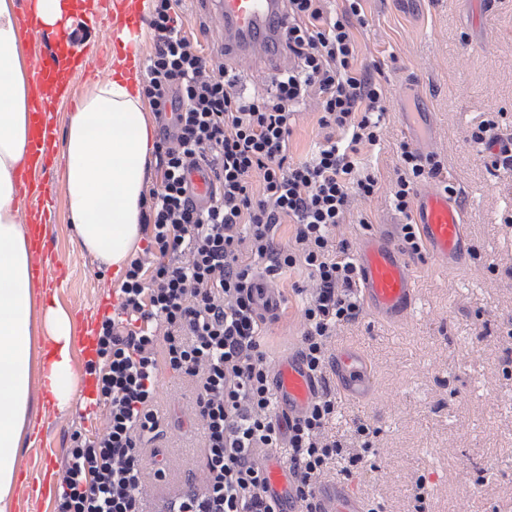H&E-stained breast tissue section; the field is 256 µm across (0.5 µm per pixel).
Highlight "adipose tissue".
Returning a JSON list of instances; mask_svg holds the SVG:
<instances>
[{"mask_svg": "<svg viewBox=\"0 0 512 512\" xmlns=\"http://www.w3.org/2000/svg\"><path fill=\"white\" fill-rule=\"evenodd\" d=\"M85 0H33L36 29L70 25ZM132 66L97 81L72 112L64 189L77 245L124 274L140 248L154 129ZM31 81L14 0H0V512H13L18 454L29 447L37 410L31 382L64 409L80 380L72 367L74 321L53 303L37 305L26 225L16 218V183L26 168Z\"/></svg>", "mask_w": 512, "mask_h": 512, "instance_id": "obj_1", "label": "adipose tissue"}]
</instances>
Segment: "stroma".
<instances>
[{"label":"stroma","instance_id":"1","mask_svg":"<svg viewBox=\"0 0 512 512\" xmlns=\"http://www.w3.org/2000/svg\"><path fill=\"white\" fill-rule=\"evenodd\" d=\"M127 0H94L91 15H74L86 26L79 52L88 62L72 71L71 96L53 114L57 131L85 91L118 66L105 23ZM369 23L359 34L362 66L384 72L388 112L377 146L363 155L381 190L365 205L374 226L396 227L404 218L389 199L401 142L408 134L403 117L424 113L438 152L454 183L464 214L468 254L445 270L415 260L419 306L397 324L370 314L337 329L333 346L355 345L370 360L377 391L367 403L347 398L326 428L329 437L359 447L355 422L373 431L371 467L349 479L354 492L378 512H512V173L491 175L472 127L499 115L512 131V0H365ZM204 0H190L187 34L206 53L219 55L224 41ZM64 160L55 156L46 182L57 203L45 238L48 251L63 263L50 291L77 322L78 335L95 334L103 316L118 307L112 272L80 251L66 209ZM299 296L290 294L286 318L267 325L270 360L295 353L300 334ZM95 356L74 349L80 395L69 407L48 409L38 439L18 457L28 483L17 486L13 512H53L54 500L37 493L38 483L56 484L73 431L103 428L106 410L87 408L95 397L88 365ZM196 397L186 377L162 374L157 410L163 435L157 445L168 469L146 496V512H161L166 499L185 481L201 454L200 427L178 426L177 418ZM424 484V502L416 486Z\"/></svg>","mask_w":512,"mask_h":512}]
</instances>
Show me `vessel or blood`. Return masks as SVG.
<instances>
[{
  "label": "vessel or blood",
  "mask_w": 512,
  "mask_h": 512,
  "mask_svg": "<svg viewBox=\"0 0 512 512\" xmlns=\"http://www.w3.org/2000/svg\"><path fill=\"white\" fill-rule=\"evenodd\" d=\"M224 44L236 57L277 69L281 54L273 53L272 45L280 41L284 19L283 0H214ZM34 119L29 144L27 170L38 175L46 173V158L55 144L52 114L59 99L69 93V84L60 74L59 58L33 50ZM191 190L200 205H208L215 190L205 166L192 169L188 176ZM31 204L25 210L24 222L37 244V272L55 265V256L45 253L41 242L42 228L48 224L53 199L44 189L29 190ZM416 224L423 244L425 259L448 268L458 263L467 250L463 215L447 193L429 188L414 201ZM359 286L368 312L387 323L402 321L414 309L417 289L414 268L399 250L393 235L379 230L364 237L357 251ZM336 387L345 396L367 401L375 393L372 367L363 351L343 347L333 355ZM273 388L280 411L288 417L303 415L319 392V385L297 357L280 358L274 368ZM270 490L289 499L292 494L284 465H267ZM322 512H367L366 504L343 483L329 485L317 493Z\"/></svg>",
  "instance_id": "vessel-or-blood-1"
}]
</instances>
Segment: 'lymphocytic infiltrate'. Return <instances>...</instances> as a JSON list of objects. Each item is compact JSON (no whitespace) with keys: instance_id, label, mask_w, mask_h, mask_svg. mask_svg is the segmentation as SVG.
<instances>
[{"instance_id":"obj_1","label":"lymphocytic infiltrate","mask_w":512,"mask_h":512,"mask_svg":"<svg viewBox=\"0 0 512 512\" xmlns=\"http://www.w3.org/2000/svg\"><path fill=\"white\" fill-rule=\"evenodd\" d=\"M363 2L344 0L339 10L333 0H284L286 61L270 89L250 97L184 31L186 0H152L142 94L159 128V185L145 205L147 245L125 271L117 315L96 333L92 371L107 423L99 434H71L53 512H142L148 480L166 476L165 459L147 452L162 434L155 403L166 371L196 385L186 416L203 430L197 470L166 512H283L268 486L270 449L288 466L298 512H320L317 483L331 464L345 475L367 466V424L356 425L358 448L325 434L337 407L326 383L331 339L363 312L339 230L354 214L371 227L363 206L378 179L358 157L379 143L387 113L380 77L357 64ZM304 111L317 115L320 139L310 159L292 161ZM199 162L218 187L205 209L187 193ZM428 181L457 193L438 155L402 143L390 197L406 219L398 244L411 256L422 245L409 217ZM284 224L293 233L282 246L275 236ZM290 269L306 278L296 355L322 384L295 418L277 410L265 349L267 314L285 302L279 283Z\"/></svg>"}]
</instances>
